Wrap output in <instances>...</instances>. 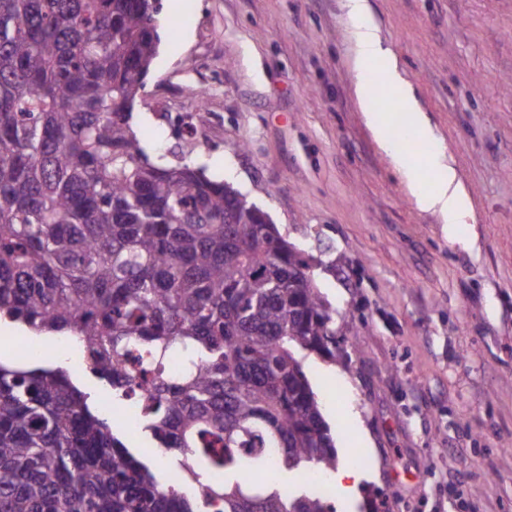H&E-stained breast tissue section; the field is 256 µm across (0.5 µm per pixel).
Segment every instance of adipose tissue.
<instances>
[{
	"label": "adipose tissue",
	"mask_w": 512,
	"mask_h": 512,
	"mask_svg": "<svg viewBox=\"0 0 512 512\" xmlns=\"http://www.w3.org/2000/svg\"><path fill=\"white\" fill-rule=\"evenodd\" d=\"M345 8L351 18L360 22L353 32L355 54L354 91L366 123L374 138L383 149H390L394 128L387 113L374 109L376 98H385L403 111L409 126L419 138L428 139L432 131L413 94L410 83L402 75L399 63L391 49L383 47L374 26L365 24L368 13L367 0H345ZM431 179L421 184L414 168L404 173L411 185L412 195L421 210L440 213L448 229L471 216L472 208L454 167L446 158L429 160Z\"/></svg>",
	"instance_id": "1"
}]
</instances>
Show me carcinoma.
I'll use <instances>...</instances> for the list:
<instances>
[{"mask_svg":"<svg viewBox=\"0 0 512 512\" xmlns=\"http://www.w3.org/2000/svg\"><path fill=\"white\" fill-rule=\"evenodd\" d=\"M158 12L0 0V319L74 339L118 396L138 352L137 427L182 456L180 481L29 357L0 362V512H335L287 480L336 470L303 368L336 358V317L267 213L132 130Z\"/></svg>","mask_w":512,"mask_h":512,"instance_id":"obj_1","label":"carcinoma"}]
</instances>
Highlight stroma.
I'll return each mask as SVG.
<instances>
[{"label": "stroma", "instance_id": "stroma-1", "mask_svg": "<svg viewBox=\"0 0 512 512\" xmlns=\"http://www.w3.org/2000/svg\"><path fill=\"white\" fill-rule=\"evenodd\" d=\"M342 3L161 0L132 125L266 212L335 310L343 358L304 371L338 464L370 459L336 512H512V0H368L470 192L457 243L363 120ZM54 359L123 423L79 348Z\"/></svg>", "mask_w": 512, "mask_h": 512}]
</instances>
